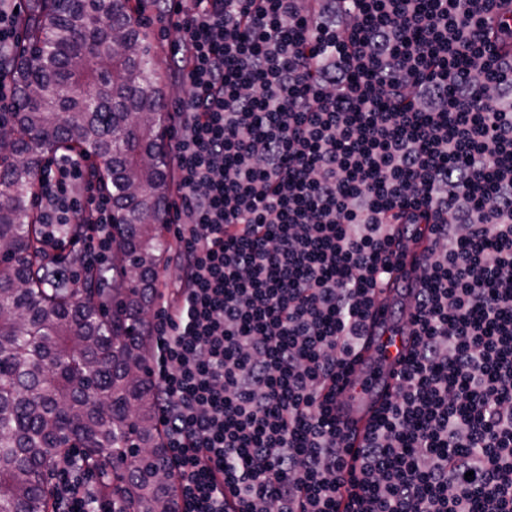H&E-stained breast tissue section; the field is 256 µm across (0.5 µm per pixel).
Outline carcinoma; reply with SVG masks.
Listing matches in <instances>:
<instances>
[{
    "instance_id": "carcinoma-1",
    "label": "carcinoma",
    "mask_w": 512,
    "mask_h": 512,
    "mask_svg": "<svg viewBox=\"0 0 512 512\" xmlns=\"http://www.w3.org/2000/svg\"><path fill=\"white\" fill-rule=\"evenodd\" d=\"M130 0H27L0 114V512H53L62 460L103 479L114 512H166L170 462L143 315L171 223L155 48ZM100 159L121 235L112 281L75 287L30 214L45 155Z\"/></svg>"
}]
</instances>
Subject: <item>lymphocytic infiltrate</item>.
Listing matches in <instances>:
<instances>
[{
    "mask_svg": "<svg viewBox=\"0 0 512 512\" xmlns=\"http://www.w3.org/2000/svg\"><path fill=\"white\" fill-rule=\"evenodd\" d=\"M174 164L183 278L153 292L170 512H512V0H187ZM19 17L0 0L4 62ZM47 249L81 224L109 270L112 200L63 154ZM431 241L398 391L360 444L332 411L384 227ZM56 512H112L57 467Z\"/></svg>",
    "mask_w": 512,
    "mask_h": 512,
    "instance_id": "f902f5d3",
    "label": "lymphocytic infiltrate"
}]
</instances>
